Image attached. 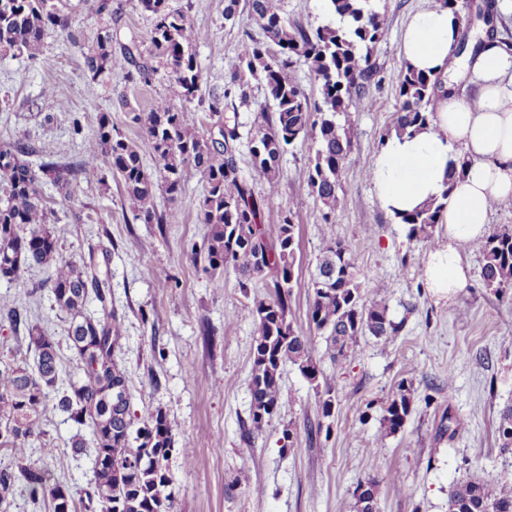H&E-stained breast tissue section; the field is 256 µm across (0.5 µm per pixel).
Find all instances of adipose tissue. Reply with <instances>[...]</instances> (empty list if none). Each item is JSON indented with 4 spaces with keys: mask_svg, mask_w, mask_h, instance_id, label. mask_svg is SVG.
Masks as SVG:
<instances>
[{
    "mask_svg": "<svg viewBox=\"0 0 512 512\" xmlns=\"http://www.w3.org/2000/svg\"><path fill=\"white\" fill-rule=\"evenodd\" d=\"M460 29V20L439 7L416 13L405 26L401 50L407 65L438 77L441 87L427 128L411 137L387 138L369 171L390 214L447 197L441 221L448 241L430 252L423 270L428 288L440 297L465 288L462 245L485 235L492 201L512 199V56L487 42L466 58L453 57ZM462 70L471 73L475 93L448 86V78ZM458 147L468 158L461 172L454 154Z\"/></svg>",
    "mask_w": 512,
    "mask_h": 512,
    "instance_id": "ef3b65f1",
    "label": "adipose tissue"
}]
</instances>
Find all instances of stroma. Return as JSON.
I'll use <instances>...</instances> for the list:
<instances>
[{"label":"stroma","instance_id":"obj_1","mask_svg":"<svg viewBox=\"0 0 512 512\" xmlns=\"http://www.w3.org/2000/svg\"><path fill=\"white\" fill-rule=\"evenodd\" d=\"M436 0H370L386 9L389 23L370 54L364 82L373 106L350 111L351 148L340 173L336 207L325 212L303 171L314 155L311 138L298 139L280 160V192L263 222L276 236L283 215L297 226V261L288 318L312 338V355L327 376L328 389L311 384L292 364L281 369L284 393L292 403L278 407L263 432L251 442L241 433L251 403L252 348L256 324L249 297L234 269L214 288L201 256L207 233L197 215L205 181L188 170L182 194L169 200L158 193L159 209L176 208L175 224H148L124 202L123 186L110 172H90L71 193L46 186L52 219L64 226L60 254L75 261L104 245L111 254L112 304L121 325L115 348L131 392V411L163 408L176 446L170 458L174 476L173 512H357L354 490L360 481L379 483L380 512H448L454 484L473 476L512 480V453L502 452L495 428L500 410L512 403V289L496 292L481 277L482 257L466 250L465 288L445 298L434 295L422 277L429 253L409 238L407 225L386 212L366 177L384 144L400 105L399 78L406 62L400 33L411 17ZM172 9L205 33L197 47L200 89L189 107L200 132L212 123L206 99L223 91L237 61L242 32L261 29L247 0L234 20H226V0H169ZM466 12L469 43L493 32L512 43V0H473ZM69 32L51 31L37 60L0 56V140L22 138L36 152L32 165L66 163L82 154L98 130L101 114L131 142L143 139L135 113L148 110L169 93L166 72L150 84L131 83L106 72L91 76L82 45L96 37L100 24L88 0H68ZM113 51L137 41L149 48L151 19L137 0H112ZM55 103L45 106L43 93ZM263 83L245 76L224 110L237 113L240 138L236 159L256 194L265 181L249 153V130L258 110H273ZM341 240L357 252L359 281L366 296H378L399 331L389 338L361 337L356 355L331 363L325 341L315 334L307 313L312 277L326 238ZM43 269L24 273L21 283L0 279V298L25 308L60 348L67 315L55 304ZM409 387L412 411L396 433L383 435L381 419L400 387ZM332 392L331 416L321 414L325 392ZM292 439H284V430ZM35 432L40 467L66 483L78 512H101L91 499L92 454L74 455L76 428L66 415L46 409ZM193 441L191 459L179 448ZM398 483H390L391 471Z\"/></svg>","mask_w":512,"mask_h":512}]
</instances>
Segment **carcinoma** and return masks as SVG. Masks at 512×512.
Segmentation results:
<instances>
[{"label":"carcinoma","instance_id":"cac0c4a2","mask_svg":"<svg viewBox=\"0 0 512 512\" xmlns=\"http://www.w3.org/2000/svg\"><path fill=\"white\" fill-rule=\"evenodd\" d=\"M340 25L307 29L284 20L274 0H251L252 13L262 21L263 38L243 32L238 63L230 73V84L241 81L243 71L261 75L267 96L276 105L271 113L258 115L250 129V154L266 191L256 196L239 175L235 158L238 140L237 115L226 116L221 105L228 92L214 93L208 102L217 117L221 140L200 133L196 118L184 103L199 91L196 48L205 35L184 14L170 10L168 0H138L152 18L149 59L139 61L133 49L112 53V0H93L94 14L104 20L95 42L83 52L92 77L111 72L127 82L149 84L157 66L168 70L169 94L147 112L135 116L146 134L144 146L114 132L110 120L102 118L94 141L79 163L61 167L44 161L35 168L27 160L34 147L19 139L0 141V278L21 281L35 267L51 269L49 282L56 305L68 315L66 339L73 366L65 385L57 387L59 361L57 343L27 312L0 300L14 330L23 331L33 362L11 350L0 357V447L12 461L0 469V512H9L17 482H24L29 496L42 498L50 512H59L57 500L67 502V512H78L68 485L51 481L33 460V426L51 392L61 394L58 406L78 426L91 429L94 447V493L102 512H172L173 474L169 468L173 448L168 414L159 407L142 410V426L134 428L130 392L125 370L113 352L120 329L112 310L109 272L100 269L94 256L79 263L64 259L58 250L62 228L51 222L43 184L47 181L66 190L87 171L108 170L120 176L125 202L148 223L172 224L179 213H159L157 190L175 197L185 172L198 171L206 190L198 203L200 223L208 227L204 259L214 275V287H224L222 274L231 266L246 278L271 276L267 291L252 298L249 309L257 324L251 374V435L264 429L279 405L287 399L280 384L285 363L298 368L315 383L323 372L312 357L311 337L297 332L288 320V297L293 288L296 264V224L293 214L282 217L276 239L268 237L262 220L264 210L275 201L280 186V159L286 147L310 136L316 145L314 159L304 178L321 204L334 210L340 186V171L351 146L350 127L338 116L355 109L365 111L372 101L360 90L365 76L363 64L371 48L387 29L384 10L368 6L369 0H327ZM69 15L54 0H0V56L24 54L34 60L52 29L66 30ZM157 65H152L151 60ZM302 60L320 80L321 101L311 103L290 76ZM439 79L405 68L399 82L400 107L393 131L410 136L424 130L432 116L433 96ZM160 166L163 184L146 171L143 150ZM448 203V193L423 207L398 217L409 226V235L435 246L434 225ZM483 258L481 277L498 291L512 288V230L494 231L468 244ZM100 308L90 315L89 301ZM309 323L327 344L334 363H344L358 350L360 337L377 338L398 332L377 299L363 301L357 279L355 254L342 242L329 239L313 281ZM410 390L400 392L384 408L382 434L400 429L411 412ZM500 448L512 450V404L500 411ZM369 499H357L358 512H379L378 483L367 480ZM448 512H512V483L466 478L457 482L448 498Z\"/></svg>","mask_w":512,"mask_h":512}]
</instances>
